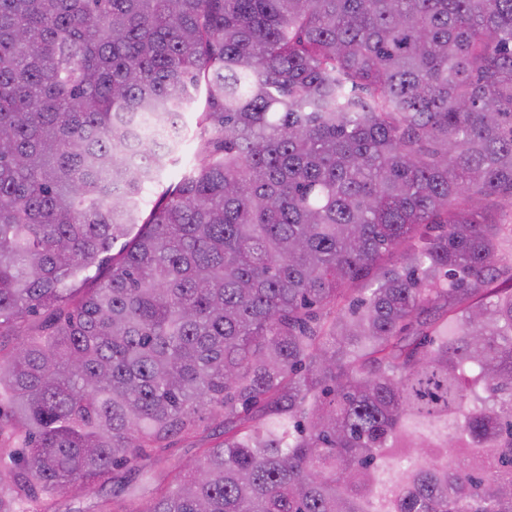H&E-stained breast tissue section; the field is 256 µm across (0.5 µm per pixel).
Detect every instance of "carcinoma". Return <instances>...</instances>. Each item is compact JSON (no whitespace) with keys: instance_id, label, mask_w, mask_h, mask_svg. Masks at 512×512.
<instances>
[{"instance_id":"cac0c4a2","label":"carcinoma","mask_w":512,"mask_h":512,"mask_svg":"<svg viewBox=\"0 0 512 512\" xmlns=\"http://www.w3.org/2000/svg\"><path fill=\"white\" fill-rule=\"evenodd\" d=\"M2 336L0 512H512V0H0ZM205 108V98L202 95L197 101L191 105L184 113L183 120L188 125L191 134V128H194L198 116V112H202ZM203 146L199 139L192 138V134L187 137L181 146L180 152L175 155L177 161L169 165L167 171L161 178L160 182L152 186L145 194L147 202L158 201L163 192L186 170L187 164L193 159L197 150ZM221 418L210 410H204L202 419L196 434V438L184 439L175 437L172 439L169 448L154 449L148 452L141 462H153L161 460L160 470L168 471L175 468H186L197 458V445L201 442H213L218 437V423ZM159 470V471H160ZM112 495V483L107 484L103 488H98L96 491L84 495L79 499L71 500L70 498H64L63 506L61 510L71 508V510H80L84 512H91L96 510L97 503L103 498H109Z\"/></svg>"}]
</instances>
